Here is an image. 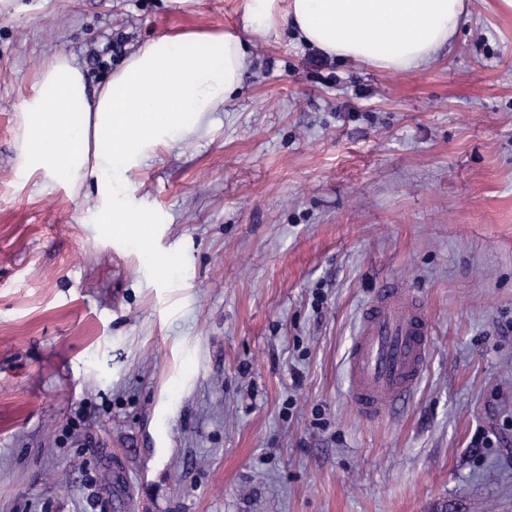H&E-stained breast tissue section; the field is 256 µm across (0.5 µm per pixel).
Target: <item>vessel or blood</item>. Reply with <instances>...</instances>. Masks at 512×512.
<instances>
[{
    "label": "vessel or blood",
    "instance_id": "vessel-or-blood-1",
    "mask_svg": "<svg viewBox=\"0 0 512 512\" xmlns=\"http://www.w3.org/2000/svg\"><path fill=\"white\" fill-rule=\"evenodd\" d=\"M434 326L425 303L396 278L382 281L359 313L346 372L349 394L367 419L398 410L419 386Z\"/></svg>",
    "mask_w": 512,
    "mask_h": 512
}]
</instances>
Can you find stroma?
Returning a JSON list of instances; mask_svg holds the SVG:
<instances>
[{
	"instance_id": "obj_1",
	"label": "stroma",
	"mask_w": 512,
	"mask_h": 512,
	"mask_svg": "<svg viewBox=\"0 0 512 512\" xmlns=\"http://www.w3.org/2000/svg\"><path fill=\"white\" fill-rule=\"evenodd\" d=\"M246 2L0 0V512H512V16L489 0L414 72L252 40L209 133L123 179L149 249L17 170L46 56L92 92ZM390 276L435 336L409 404L366 420L345 361Z\"/></svg>"
}]
</instances>
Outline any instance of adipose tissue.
I'll use <instances>...</instances> for the list:
<instances>
[{"instance_id":"obj_1","label":"adipose tissue","mask_w":512,"mask_h":512,"mask_svg":"<svg viewBox=\"0 0 512 512\" xmlns=\"http://www.w3.org/2000/svg\"><path fill=\"white\" fill-rule=\"evenodd\" d=\"M466 13L465 0H247L243 34L191 30L150 39L93 95L73 60L51 56L19 110V166L77 193L91 187L98 223L148 246L153 217L120 200V179L155 146L207 128L209 114L241 89L249 38L289 26L327 56L400 73L434 61Z\"/></svg>"}]
</instances>
